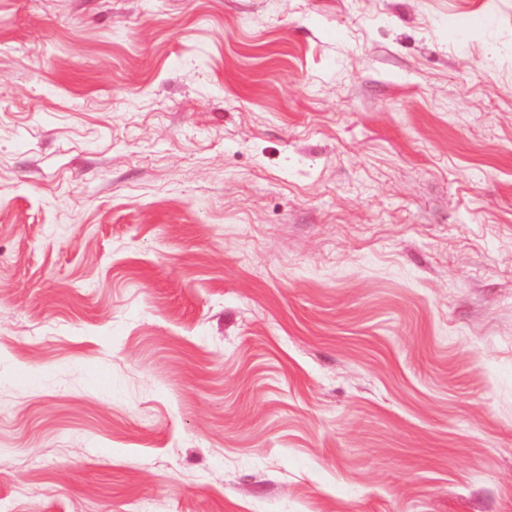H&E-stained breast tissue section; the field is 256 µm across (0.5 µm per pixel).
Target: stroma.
I'll list each match as a JSON object with an SVG mask.
<instances>
[{"instance_id":"1","label":"stroma","mask_w":512,"mask_h":512,"mask_svg":"<svg viewBox=\"0 0 512 512\" xmlns=\"http://www.w3.org/2000/svg\"><path fill=\"white\" fill-rule=\"evenodd\" d=\"M0 512H512V0H0Z\"/></svg>"}]
</instances>
